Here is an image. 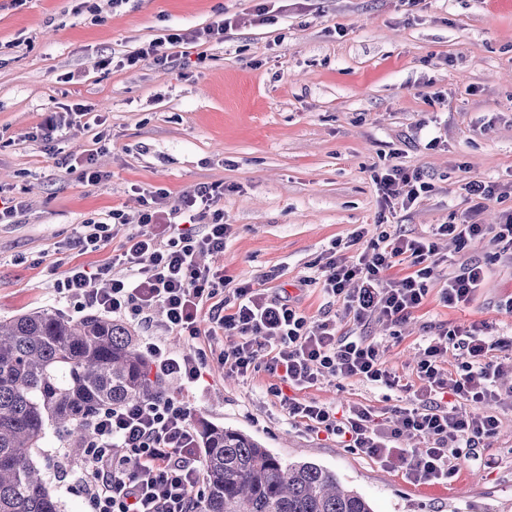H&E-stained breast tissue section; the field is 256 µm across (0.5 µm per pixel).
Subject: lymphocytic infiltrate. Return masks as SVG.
<instances>
[{
  "mask_svg": "<svg viewBox=\"0 0 512 512\" xmlns=\"http://www.w3.org/2000/svg\"><path fill=\"white\" fill-rule=\"evenodd\" d=\"M231 27L225 17L190 33L167 34L128 55L126 63H169L166 46L220 41ZM373 181L386 206L397 198L412 206L434 189L424 172L399 164L375 173ZM223 195L221 185L204 183L170 207L164 190L143 192L138 231L126 235L110 262L93 270L69 268L54 283L57 298L132 325L146 322L149 311L158 308L165 315L163 329L190 342L200 336L202 321H209L237 339L219 352L222 369L243 376L259 370L278 376L280 385L270 386L267 393L289 420L315 433L343 437L349 447L377 463L401 468L411 482L444 483L455 475L458 462L481 460L486 440L498 428V417L487 406L506 404L497 383L508 365L497 352L512 348V339H493L475 328L440 327L428 338L417 364L421 387L416 403L395 409L386 424L370 407L352 404L338 414L298 393L325 374L395 388L398 380L382 361L380 343L362 334V327L376 317L400 326L421 307L434 279L436 237H449L461 249L490 240L498 260L512 268V209L495 224H440L422 238L384 230L355 257L330 251L322 290L341 302L356 325L341 336L332 322H310L289 299H270L264 289L249 284L234 288V310L225 313L216 301L224 291L223 271L199 263L202 254H222L231 233L219 206ZM125 221L118 210L105 222L84 221L65 247L96 251ZM404 261L410 262L412 273L391 277V269ZM487 273L485 262L461 264L449 274L442 301L451 307L470 304ZM141 344L163 381L194 386L208 364L206 352L192 346L169 350L151 333L142 336ZM451 350L458 360L452 372L444 368ZM405 435L423 438V453L400 447ZM199 448L186 401L153 395L98 413L83 458L68 474L85 490L89 512H197L195 498L204 481Z\"/></svg>",
  "mask_w": 512,
  "mask_h": 512,
  "instance_id": "lymphocytic-infiltrate-1",
  "label": "lymphocytic infiltrate"
}]
</instances>
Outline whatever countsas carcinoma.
Returning a JSON list of instances; mask_svg holds the SVG:
<instances>
[{"mask_svg": "<svg viewBox=\"0 0 512 512\" xmlns=\"http://www.w3.org/2000/svg\"><path fill=\"white\" fill-rule=\"evenodd\" d=\"M122 320L51 308L0 319V512H60L35 454L48 435L83 445L98 412L169 388ZM199 512H375L335 471L284 461L246 433L205 425Z\"/></svg>", "mask_w": 512, "mask_h": 512, "instance_id": "carcinoma-1", "label": "carcinoma"}]
</instances>
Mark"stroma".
I'll return each mask as SVG.
<instances>
[{"mask_svg":"<svg viewBox=\"0 0 512 512\" xmlns=\"http://www.w3.org/2000/svg\"><path fill=\"white\" fill-rule=\"evenodd\" d=\"M222 15L235 21L223 41L174 45L166 65L122 63L151 40ZM103 56L116 67L98 69ZM76 103L91 107V121L44 146L45 111ZM435 136L439 145L429 147ZM89 154L105 174L94 186L61 164ZM390 164L424 171L433 192L409 208L383 207L372 177ZM473 179L512 183V0H427L422 8L401 0H0V189L26 203L14 223L0 224V318L37 307L78 318L74 304L56 299L54 281L72 266L111 260L138 228L139 190L164 189L172 206L200 184L220 183L232 231L223 256L206 265L223 270L229 288L254 283L345 334L352 318L318 281L333 244L362 251L382 218L413 237L459 223ZM114 210L128 222L107 245L63 249L78 224ZM438 251L423 305L400 328H368L401 388L327 375L301 398L358 402L386 417L411 399L424 340L438 326L512 336V314L498 308L512 294V273L500 265L469 305L440 299L449 274L471 256L490 261L493 245L460 250L444 237ZM275 382L212 362L179 396L193 425L238 429L284 460L335 470L376 512H512V407L500 408L481 464L460 463L445 485H414L400 469L288 421L266 394ZM67 447L48 436L38 464L61 512H86L82 488L57 479L80 461L63 457Z\"/></svg>","mask_w":512,"mask_h":512,"instance_id":"1","label":"stroma"}]
</instances>
